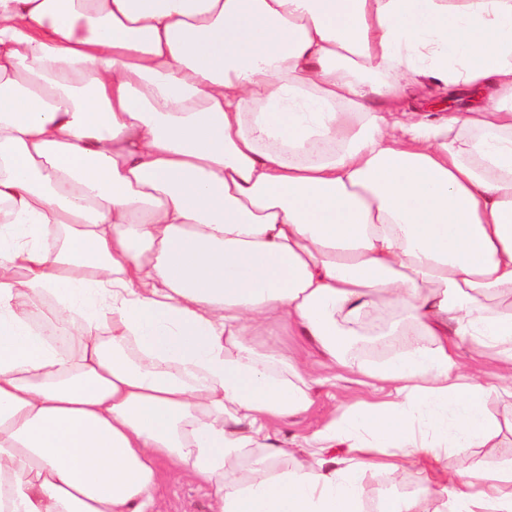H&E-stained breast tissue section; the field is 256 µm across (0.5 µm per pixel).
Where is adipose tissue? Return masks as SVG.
I'll return each mask as SVG.
<instances>
[{
  "mask_svg": "<svg viewBox=\"0 0 512 512\" xmlns=\"http://www.w3.org/2000/svg\"><path fill=\"white\" fill-rule=\"evenodd\" d=\"M485 89L390 119L423 81ZM73 349L35 319L45 299ZM386 361L352 355L381 310ZM284 323L389 399L305 438ZM497 381L463 374L460 345ZM512 400V0H0V512H361L420 469L442 512H512L458 471ZM344 446L343 459L325 449ZM165 472V480L161 487V503L163 512H212L213 501L209 490L184 475L169 471ZM423 479L415 469H408L396 478L382 471H370L363 478L364 512H380L384 502L396 493L423 489Z\"/></svg>",
  "mask_w": 512,
  "mask_h": 512,
  "instance_id": "adipose-tissue-1",
  "label": "adipose tissue"
}]
</instances>
